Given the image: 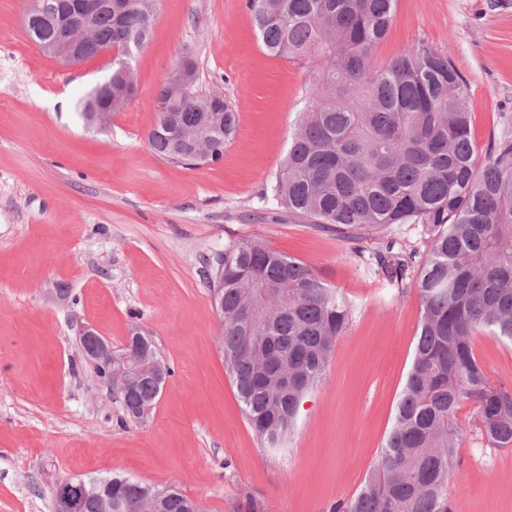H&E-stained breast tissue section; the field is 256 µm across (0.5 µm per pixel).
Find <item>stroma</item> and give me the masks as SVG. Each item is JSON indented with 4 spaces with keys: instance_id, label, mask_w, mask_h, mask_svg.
Returning <instances> with one entry per match:
<instances>
[{
    "instance_id": "35a3bbf8",
    "label": "stroma",
    "mask_w": 512,
    "mask_h": 512,
    "mask_svg": "<svg viewBox=\"0 0 512 512\" xmlns=\"http://www.w3.org/2000/svg\"><path fill=\"white\" fill-rule=\"evenodd\" d=\"M27 0H0V512H53L66 477L118 473L176 484L204 512H330L377 466L415 348L420 302L374 260L395 244L425 253L422 224L350 239L264 199L286 158L310 73L268 56L246 0H159L134 62L135 97L106 126L76 104L109 73L65 65L26 35ZM427 44L467 85L471 138L485 152L512 121V0H397L376 47L384 63ZM197 91L223 93L238 125L220 162L189 167L149 147L157 89L184 54ZM250 239L307 264L350 305L326 379L304 397L281 447L251 428L218 346L207 282L226 244ZM172 375L144 421L126 420L79 336L113 348L132 326ZM490 383L512 388V343L477 333ZM456 418L450 512H512V448Z\"/></svg>"
}]
</instances>
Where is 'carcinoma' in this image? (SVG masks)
<instances>
[{
    "instance_id": "1",
    "label": "carcinoma",
    "mask_w": 512,
    "mask_h": 512,
    "mask_svg": "<svg viewBox=\"0 0 512 512\" xmlns=\"http://www.w3.org/2000/svg\"><path fill=\"white\" fill-rule=\"evenodd\" d=\"M158 0H112L87 37L68 41L87 61L107 49L112 88L79 100L88 125L108 119L107 100L133 99L136 55L157 20ZM43 0L25 18L38 44L67 41ZM396 0H247L265 51L311 64L312 90L288 155L266 198L322 229L377 231L411 221L432 229L418 278L407 281L416 253L377 251L380 270L416 291L421 315L414 357L380 468L361 491L330 512H448V474L460 447L455 413L476 405L478 425L497 448L512 447V390L490 384L473 346L482 332L512 342V135L479 156L470 134L466 85L448 60L424 45L385 64L376 46L390 28ZM190 59L168 79L164 108L147 134L164 160L186 164L201 146L216 163L232 140L231 103L209 111L212 96L194 92ZM209 287L222 310L220 343L250 426L269 446L294 424L303 396L326 374L349 305L299 260L261 242L224 247ZM150 365L161 361L139 328L123 347ZM171 368L141 377L119 393L128 416L158 400ZM96 495L75 498L74 512H202L173 485L128 477L95 480Z\"/></svg>"
}]
</instances>
